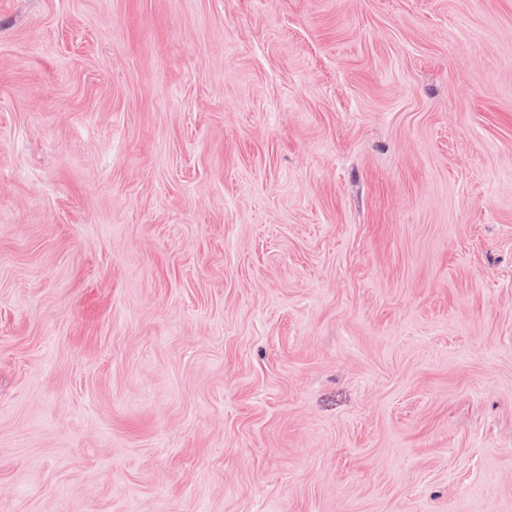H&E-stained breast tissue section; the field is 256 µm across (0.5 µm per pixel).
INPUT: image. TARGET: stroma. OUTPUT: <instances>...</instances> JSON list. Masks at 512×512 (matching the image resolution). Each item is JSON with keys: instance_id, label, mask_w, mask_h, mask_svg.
I'll use <instances>...</instances> for the list:
<instances>
[{"instance_id": "1", "label": "stroma", "mask_w": 512, "mask_h": 512, "mask_svg": "<svg viewBox=\"0 0 512 512\" xmlns=\"http://www.w3.org/2000/svg\"><path fill=\"white\" fill-rule=\"evenodd\" d=\"M0 512H512V0H0Z\"/></svg>"}]
</instances>
